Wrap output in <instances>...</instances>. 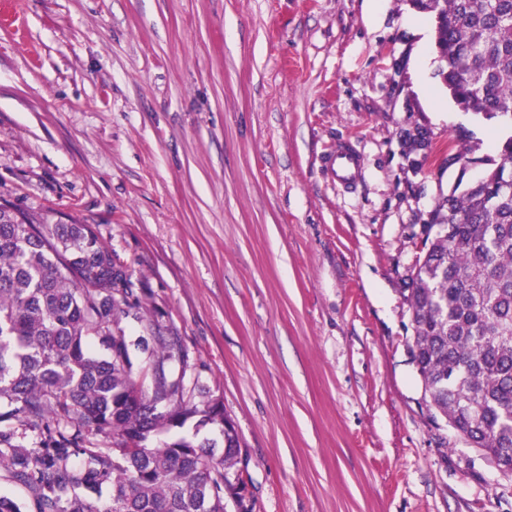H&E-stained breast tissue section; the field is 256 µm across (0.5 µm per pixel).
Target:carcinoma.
<instances>
[{"label": "carcinoma", "instance_id": "cac0c4a2", "mask_svg": "<svg viewBox=\"0 0 512 512\" xmlns=\"http://www.w3.org/2000/svg\"><path fill=\"white\" fill-rule=\"evenodd\" d=\"M441 14L439 70L465 111L512 115V0H414ZM512 139L484 177L435 208L407 303L433 420L512 473ZM142 328L135 340L122 322ZM178 337L134 299L89 224L0 203V470L25 486L0 512H227L241 440L219 398L186 384ZM194 421V435L179 433ZM30 428L28 441L9 423ZM220 431L223 449L196 439ZM164 437L159 443L153 439Z\"/></svg>", "mask_w": 512, "mask_h": 512}]
</instances>
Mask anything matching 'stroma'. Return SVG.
Returning a JSON list of instances; mask_svg holds the SVG:
<instances>
[{"mask_svg": "<svg viewBox=\"0 0 512 512\" xmlns=\"http://www.w3.org/2000/svg\"><path fill=\"white\" fill-rule=\"evenodd\" d=\"M0 199L92 225L242 439L251 512H512L426 411L406 301L436 201L512 120L462 110L410 0H13ZM351 140L355 184L323 159Z\"/></svg>", "mask_w": 512, "mask_h": 512, "instance_id": "35a3bbf8", "label": "stroma"}]
</instances>
